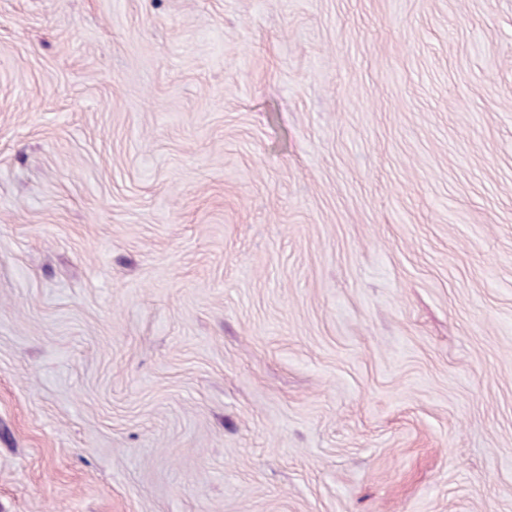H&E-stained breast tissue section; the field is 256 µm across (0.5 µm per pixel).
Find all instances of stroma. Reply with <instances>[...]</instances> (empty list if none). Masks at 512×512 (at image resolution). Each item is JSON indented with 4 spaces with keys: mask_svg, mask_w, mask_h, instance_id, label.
<instances>
[{
    "mask_svg": "<svg viewBox=\"0 0 512 512\" xmlns=\"http://www.w3.org/2000/svg\"><path fill=\"white\" fill-rule=\"evenodd\" d=\"M0 512H512V0H0Z\"/></svg>",
    "mask_w": 512,
    "mask_h": 512,
    "instance_id": "stroma-1",
    "label": "stroma"
}]
</instances>
